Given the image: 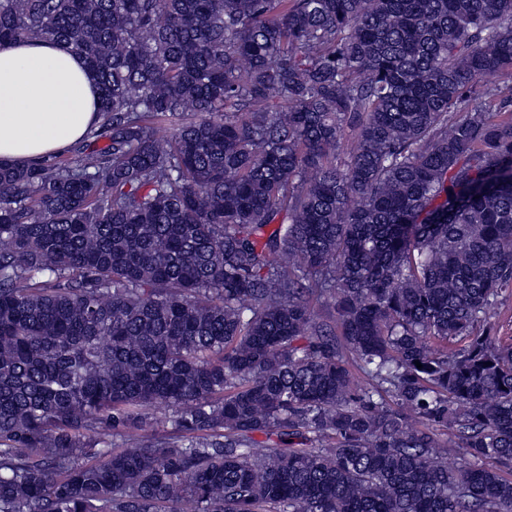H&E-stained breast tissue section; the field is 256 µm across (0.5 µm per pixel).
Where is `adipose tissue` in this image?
<instances>
[{
    "label": "adipose tissue",
    "instance_id": "1",
    "mask_svg": "<svg viewBox=\"0 0 512 512\" xmlns=\"http://www.w3.org/2000/svg\"><path fill=\"white\" fill-rule=\"evenodd\" d=\"M98 88L70 45H0V161L30 166L63 153L98 122Z\"/></svg>",
    "mask_w": 512,
    "mask_h": 512
}]
</instances>
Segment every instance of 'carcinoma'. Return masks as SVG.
Listing matches in <instances>:
<instances>
[{
  "instance_id": "cac0c4a2",
  "label": "carcinoma",
  "mask_w": 512,
  "mask_h": 512,
  "mask_svg": "<svg viewBox=\"0 0 512 512\" xmlns=\"http://www.w3.org/2000/svg\"><path fill=\"white\" fill-rule=\"evenodd\" d=\"M47 39L107 144L0 162V512H512V0H0ZM484 84L490 94L483 97L482 100H479L478 105L482 108L493 107L494 104H497L500 95L511 94L512 71H502L491 74L484 79ZM492 94L499 95L491 96ZM492 322L495 324V335L504 340L512 339V297L492 312Z\"/></svg>"
}]
</instances>
